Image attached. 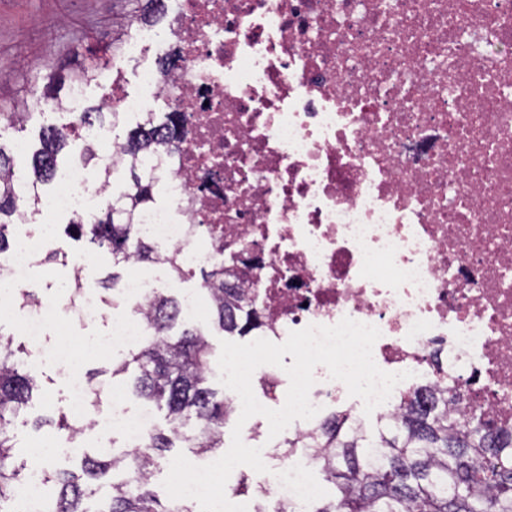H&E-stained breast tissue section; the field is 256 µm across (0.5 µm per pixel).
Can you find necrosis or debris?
Here are the masks:
<instances>
[{
    "instance_id": "obj_1",
    "label": "necrosis or debris",
    "mask_w": 512,
    "mask_h": 512,
    "mask_svg": "<svg viewBox=\"0 0 512 512\" xmlns=\"http://www.w3.org/2000/svg\"><path fill=\"white\" fill-rule=\"evenodd\" d=\"M155 25L132 23L129 50L167 45L176 64L144 68L149 99L184 113L178 151L153 161L167 201L138 231L187 266L250 258L234 285L258 300L268 340L348 317L376 326L383 371L449 387L458 413L481 410L512 428V0H165ZM112 191L83 166L60 176L46 216L91 219ZM49 237L25 233L0 257L10 295L28 285ZM157 287L130 271L114 304L96 290L52 294L21 310L28 342L103 321L101 359L140 345L136 311ZM310 420L320 435L346 385L313 370ZM71 378L67 411L79 431H118L144 448L148 409L114 397L90 416ZM252 498L306 506L319 496L314 451L269 445Z\"/></svg>"
}]
</instances>
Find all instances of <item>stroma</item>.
<instances>
[{
  "mask_svg": "<svg viewBox=\"0 0 512 512\" xmlns=\"http://www.w3.org/2000/svg\"><path fill=\"white\" fill-rule=\"evenodd\" d=\"M134 6V0H0V112L11 111L21 102L28 105V118L23 124L0 123L1 145L10 148L22 141L32 147L37 144L43 127L68 123V112L35 103L45 75L53 69L67 75L80 66L93 65L107 47L118 48L112 61V76L88 87L86 105L106 106L120 93L146 96L139 74L143 68L158 62L165 47L148 44L134 53L124 50L125 37L118 22ZM66 223V215L56 218L49 248L58 257L36 265L34 279L40 288L64 291L71 280V259L82 255L89 264V280L92 285H99L112 272L111 254L89 249L85 242L65 236ZM0 334L11 339L17 358L37 381L32 401L13 424L16 462L38 461L52 471L78 470V462L56 457L54 452L55 447L72 444L70 432L55 426L59 415L67 411L66 382L70 375L94 377L96 386L102 389L98 412L111 410L112 394L116 391L126 393L130 408L141 407V400L128 393L132 374L115 377L100 372L98 362L92 358L59 365L51 350L60 343V335H51L45 347L33 348L19 320L1 311ZM39 419L45 425L38 429L34 423Z\"/></svg>",
  "mask_w": 512,
  "mask_h": 512,
  "instance_id": "obj_1",
  "label": "stroma"
}]
</instances>
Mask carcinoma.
<instances>
[{"label":"carcinoma","mask_w":512,"mask_h":512,"mask_svg":"<svg viewBox=\"0 0 512 512\" xmlns=\"http://www.w3.org/2000/svg\"><path fill=\"white\" fill-rule=\"evenodd\" d=\"M120 112L87 107L72 121L49 125L42 131L41 148L32 155L28 184L33 192L25 206L13 177V157L0 145V254L16 248L14 221L28 211H37L44 186L53 181L60 158L73 143L75 127L109 128ZM184 120L178 112H146L119 144L128 155L131 181L112 197V204L91 223L70 219L65 233L85 239L112 254L113 265L154 262L184 272L176 256L160 252L137 233L136 209L155 203L158 177L153 171L137 172L136 162L160 148H174L185 138ZM84 162L96 161L103 185L111 183L116 170L102 165L97 152L88 150ZM234 271L224 267L202 270L203 286L211 297L210 312L215 329L241 336L261 330L263 311L241 297H224V276ZM149 335L129 351L128 358L112 365V375L135 370L133 393L165 411V423L151 429L146 450H100L81 456L82 471L92 479L121 471L124 478L110 485L107 512H192L171 499L160 502L148 486L153 468L175 442L207 452L224 444L228 404L205 386L210 371L211 347L202 331L176 330L180 303L158 289L145 313ZM36 379L20 368L11 340L0 334V507L11 501L19 469H9L14 448L12 426L28 407ZM450 391L425 397L417 389L400 395L394 421L370 434L347 415L336 420L321 439H309L305 448L323 447L320 465L333 486V494L312 505L309 512H512V433L495 431L480 410L461 418L448 412ZM196 432L187 435L188 423ZM55 493L46 512H88L84 500L94 493L75 473L60 470L48 474Z\"/></svg>","instance_id":"cac0c4a2"}]
</instances>
